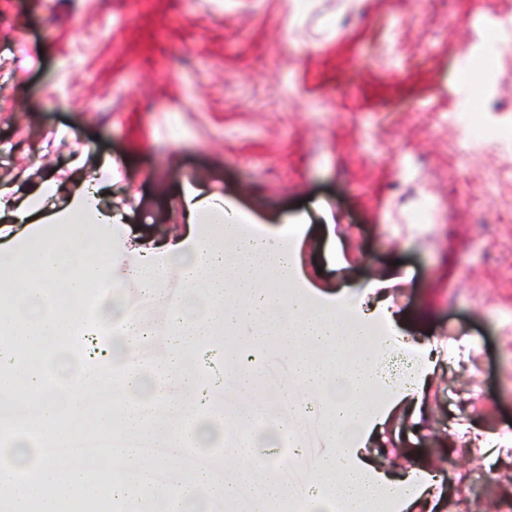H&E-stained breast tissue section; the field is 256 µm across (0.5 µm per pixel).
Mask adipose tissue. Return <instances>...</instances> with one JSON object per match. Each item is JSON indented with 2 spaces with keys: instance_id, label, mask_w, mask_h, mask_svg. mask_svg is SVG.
<instances>
[{
  "instance_id": "ef3b65f1",
  "label": "adipose tissue",
  "mask_w": 512,
  "mask_h": 512,
  "mask_svg": "<svg viewBox=\"0 0 512 512\" xmlns=\"http://www.w3.org/2000/svg\"><path fill=\"white\" fill-rule=\"evenodd\" d=\"M114 164L104 163L94 175H79L73 188L61 192L52 180L34 192L13 196L0 188V216L10 218L15 230L0 242V326L39 342L71 334L85 321L83 300L88 285L109 283L113 295H159L171 283H180L190 295H203L208 318L195 319L173 308L162 320L140 319L120 305L101 310L114 339L108 349L95 351L89 360L66 363L62 377L76 388L91 385L99 370L122 371V396L145 389L147 381L135 360L138 343L167 337L171 359L165 378L154 388L163 409L134 406L126 418L128 431L145 436L152 445L178 452L186 406L181 394L167 390L168 379L196 393L205 405L206 393L184 364L199 337L224 331L232 364L224 379L226 412L235 416L237 473L217 486L211 512H232L243 485L259 483L254 512H265L268 502L285 499L281 474L293 467L302 446L292 448L278 470L256 480L252 469L263 453L250 425L257 417L253 397L261 381L259 369L266 362L267 338H276L288 361L290 379L282 383L280 397L287 403L288 419L278 421L275 434L294 433L313 410L319 395L333 397L326 406L327 436L332 444L313 465L305 485L310 500L341 512H381L393 502L394 512H431L427 491L434 478L425 470H412L393 479L365 459L364 447L376 428L398 404L412 397L430 369L427 355H420L412 381L388 387L381 383L382 357L398 347L392 318L386 309H365L362 300L327 304L313 298L299 285L296 252L287 237L249 230L250 218L222 196L202 194L192 184L180 190L188 231L154 248H142L126 222L102 201L101 190L110 184ZM71 235L57 236L60 226ZM22 267H37L59 275V282L33 285L18 276ZM282 283L287 293L277 294L272 283ZM41 393L33 426L51 432L64 413L42 373L22 361L14 344L0 341V396L13 397L19 389ZM148 467L137 446L115 449L99 481L81 472H65L54 456L42 454L37 481L11 488L12 512H30L42 482L65 478L84 496H92L97 482L111 485L116 497L138 498L131 477Z\"/></svg>"
}]
</instances>
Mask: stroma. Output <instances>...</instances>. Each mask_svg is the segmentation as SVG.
Instances as JSON below:
<instances>
[{
	"label": "stroma",
	"instance_id": "35a3bbf8",
	"mask_svg": "<svg viewBox=\"0 0 512 512\" xmlns=\"http://www.w3.org/2000/svg\"><path fill=\"white\" fill-rule=\"evenodd\" d=\"M344 2L0 0V187L118 161L105 202L153 243L187 182L264 232L306 218L302 278L430 351L373 463L433 473V512H512V148L464 119L512 130V0Z\"/></svg>",
	"mask_w": 512,
	"mask_h": 512
}]
</instances>
